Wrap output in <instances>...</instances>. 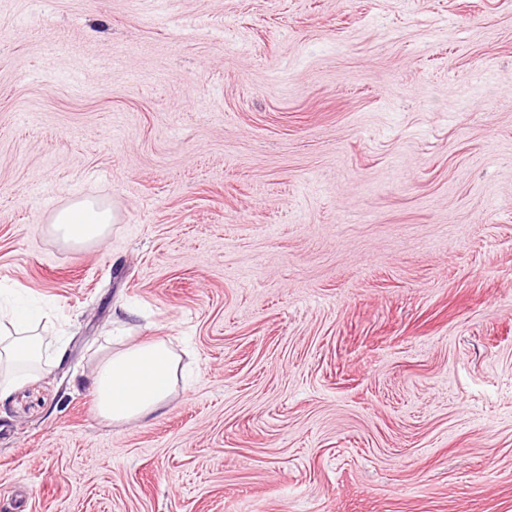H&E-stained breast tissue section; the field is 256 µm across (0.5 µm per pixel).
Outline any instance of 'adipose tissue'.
Masks as SVG:
<instances>
[{
    "label": "adipose tissue",
    "mask_w": 512,
    "mask_h": 512,
    "mask_svg": "<svg viewBox=\"0 0 512 512\" xmlns=\"http://www.w3.org/2000/svg\"><path fill=\"white\" fill-rule=\"evenodd\" d=\"M112 222L110 209L83 201L60 211L51 229L73 245L100 240ZM37 316L24 307L0 315V398L22 381V367L40 362L44 346ZM179 358L166 337L107 350L91 374L98 416L115 424L142 420L162 410L177 381Z\"/></svg>",
    "instance_id": "1"
}]
</instances>
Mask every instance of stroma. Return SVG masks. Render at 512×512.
<instances>
[{"instance_id":"stroma-1","label":"stroma","mask_w":512,"mask_h":512,"mask_svg":"<svg viewBox=\"0 0 512 512\" xmlns=\"http://www.w3.org/2000/svg\"><path fill=\"white\" fill-rule=\"evenodd\" d=\"M2 288L67 353L0 512H512V0H0ZM112 336L161 413L97 415ZM112 223L111 210L94 202H77L60 211L51 229L64 242L73 245L100 240ZM179 362L164 336L107 350L91 374L96 413L124 424L162 410L174 392Z\"/></svg>"}]
</instances>
